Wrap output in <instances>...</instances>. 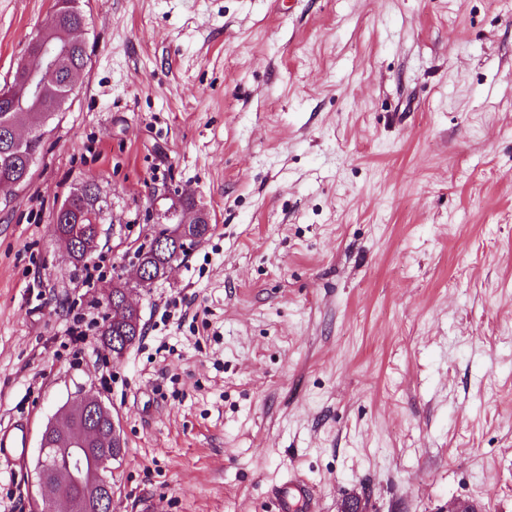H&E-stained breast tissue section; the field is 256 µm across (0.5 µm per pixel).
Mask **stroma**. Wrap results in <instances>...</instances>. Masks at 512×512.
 <instances>
[{
	"label": "stroma",
	"mask_w": 512,
	"mask_h": 512,
	"mask_svg": "<svg viewBox=\"0 0 512 512\" xmlns=\"http://www.w3.org/2000/svg\"><path fill=\"white\" fill-rule=\"evenodd\" d=\"M90 60L29 185L0 202V506L37 512L49 420L105 402L112 512H512V0H81ZM53 0H0V86ZM85 283L53 233L83 180ZM209 236L105 293L171 201ZM92 313L89 339L68 330ZM110 313L102 326L101 336L108 346L112 339V353L120 358L126 352L138 336L142 333L140 318L134 316L131 311L128 313L119 312L112 306L110 296L106 298ZM112 336V337H111ZM25 436L22 428L12 423L0 429V457L21 458L25 451ZM279 512L312 511L314 498L309 487L300 480H292L278 493Z\"/></svg>",
	"instance_id": "obj_1"
}]
</instances>
